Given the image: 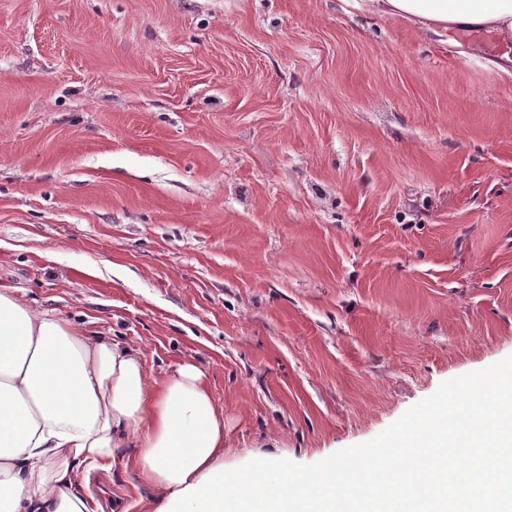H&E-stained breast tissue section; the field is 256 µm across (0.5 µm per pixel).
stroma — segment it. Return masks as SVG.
<instances>
[{"label": "stroma", "instance_id": "1", "mask_svg": "<svg viewBox=\"0 0 512 512\" xmlns=\"http://www.w3.org/2000/svg\"><path fill=\"white\" fill-rule=\"evenodd\" d=\"M341 0H0V285L191 361L305 475L512 365V81ZM149 512L135 451L85 487Z\"/></svg>", "mask_w": 512, "mask_h": 512}]
</instances>
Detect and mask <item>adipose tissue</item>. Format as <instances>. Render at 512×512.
Instances as JSON below:
<instances>
[{
  "label": "adipose tissue",
  "instance_id": "adipose-tissue-1",
  "mask_svg": "<svg viewBox=\"0 0 512 512\" xmlns=\"http://www.w3.org/2000/svg\"><path fill=\"white\" fill-rule=\"evenodd\" d=\"M343 2L443 45L458 30H488L512 45V0ZM485 379L495 401L461 384L455 411L433 407L385 446L314 476L281 463L228 471L224 410L195 364L150 378L139 348L88 335L0 286V512H93L87 473L111 467L120 448L134 449L155 512H512V368Z\"/></svg>",
  "mask_w": 512,
  "mask_h": 512
}]
</instances>
